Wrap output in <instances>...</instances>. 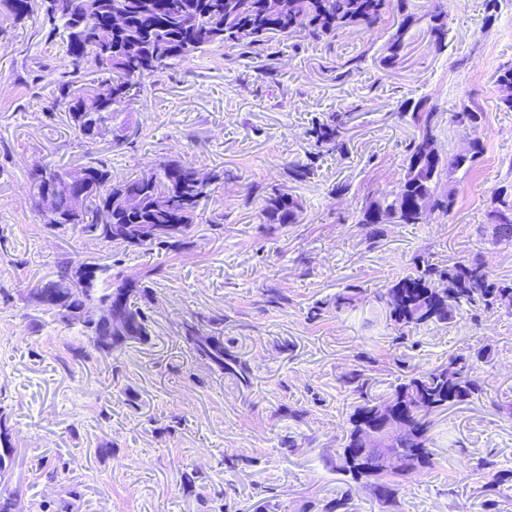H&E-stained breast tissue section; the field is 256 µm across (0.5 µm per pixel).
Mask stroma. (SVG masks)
I'll return each mask as SVG.
<instances>
[{
    "label": "stroma",
    "instance_id": "35a3bbf8",
    "mask_svg": "<svg viewBox=\"0 0 512 512\" xmlns=\"http://www.w3.org/2000/svg\"><path fill=\"white\" fill-rule=\"evenodd\" d=\"M437 6L448 14L441 48L426 19ZM408 10L416 22L392 67L380 58L396 14L330 45L276 38L268 72L216 46L175 62L146 78L123 112L133 136L117 151L77 137L66 112L50 111L66 45L49 37L41 12L16 27L0 18V420L12 446L0 490H19L25 512H57L64 501L69 512H254L260 501L268 512H321L343 487L336 450L352 398L342 376L365 368L382 393L400 378V361L427 370L478 344L493 352L486 393L435 415L434 468L412 475L394 505L366 492L354 503L356 512H482L476 464L512 469V417L493 406L512 391V313L477 323L460 312L401 344L373 295L420 256L451 264L479 252L512 280V245L482 232L497 189L512 187V110L499 82L512 67V0H498L491 17L484 0H408ZM353 58L358 69L337 77ZM421 99L439 114L440 154L475 136L484 152L444 177L456 200L448 214L386 224L367 241L358 216L397 189L416 134L397 112ZM466 109L482 113L478 132L455 123ZM332 112L350 115L346 151L321 158L307 181L289 180V165L310 150L306 129ZM170 157L224 175L182 252L106 247L48 227L33 206L36 165L101 162L118 182ZM275 188L300 203L298 223H264L262 201ZM218 213L223 224H208ZM64 255L115 263L134 278L161 268L148 277L150 298L135 300L148 343L102 353L44 311L34 290ZM348 286L361 290L355 307L310 319ZM193 318L246 363L249 384L189 352L180 331Z\"/></svg>",
    "mask_w": 512,
    "mask_h": 512
}]
</instances>
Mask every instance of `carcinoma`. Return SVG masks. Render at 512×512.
Here are the masks:
<instances>
[{"label":"carcinoma","mask_w":512,"mask_h":512,"mask_svg":"<svg viewBox=\"0 0 512 512\" xmlns=\"http://www.w3.org/2000/svg\"><path fill=\"white\" fill-rule=\"evenodd\" d=\"M121 2L122 24L105 43L92 16L105 20ZM0 7L16 22L28 19L32 0H0ZM44 22L50 34L65 35L67 79L58 82L53 107L67 112L71 128L89 141L112 137V149L128 140L117 134L112 122L117 112L140 92L143 80L171 65L199 57L211 46H221L242 54H252L259 68L269 67L270 46L278 36L300 33L313 41L331 43L338 33L352 26L375 28L386 22L391 12L402 20L387 43L385 61L395 62L404 36L416 22L407 11L406 0H41ZM428 26L437 46L448 34V17L440 8L429 13ZM87 96L101 100L99 112L82 111ZM348 113L332 112L328 119L315 122L307 131L308 140L318 153H342V140ZM417 130L409 143L405 175L397 190L370 202L360 212L358 224L372 238L379 224H420L425 214L449 213L455 204L452 192L441 189L444 170L459 169L473 162L483 150L480 139L472 141V154L436 159L427 152L434 140L437 112L425 100H419L398 113ZM316 156L307 163L288 167V176L303 182L314 175ZM84 173L83 197L75 204L61 195L56 200L57 213L50 226H68L90 235L105 245L180 251L189 244V233L210 195V186L221 176L197 178L189 162L167 160L157 168L121 183L111 180L104 163L80 168ZM70 170L42 165L32 170V196H41L53 182ZM508 189L499 194L500 208L490 225L491 242L512 245V202ZM300 205L286 191H275L263 202L261 215L267 224L298 223ZM55 279L42 290L63 293L69 304L81 310L77 319L81 333L101 352L112 350L128 340H150L146 314L134 305L132 297L147 295L148 287L128 278L107 265L77 262L70 257L55 261ZM447 282L448 287L438 284ZM387 309L389 321L401 331L398 339L429 324H444L466 307L494 314L504 309L512 312V282L495 278L480 255L440 265L420 257L414 270L393 280L374 296ZM123 315L125 329L112 343L99 340L109 310ZM182 339L189 350L210 367L249 383L246 366L230 357L218 336L206 335L192 322L183 323ZM491 361V350L477 347L467 355H452L432 369L414 368L406 372L385 397L370 393L365 370L354 369L344 376L343 386L356 396L337 450L336 469L344 476L346 488L325 505L324 512H353L354 495L367 490L382 504L396 502L398 490L408 476L430 469L433 462L432 415L453 406L472 402L485 393L479 376L481 366ZM385 404L395 416L404 419L406 435L400 455L407 465L386 474L368 467L361 455V437L372 428L376 409ZM476 471L486 472L481 486L487 497L486 512L497 510L498 498L512 489V470H500L493 461H483ZM0 512H23L19 493L0 492Z\"/></svg>","instance_id":"1"}]
</instances>
